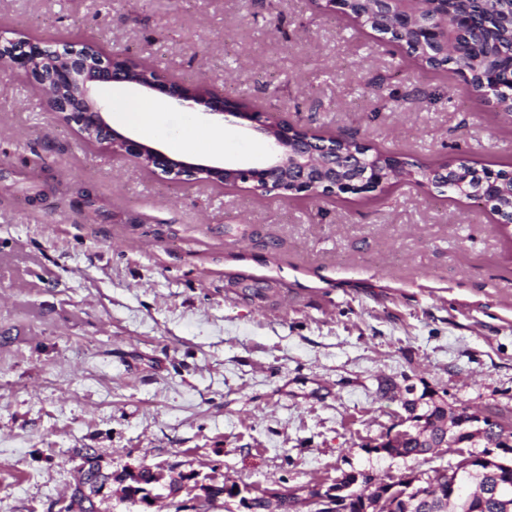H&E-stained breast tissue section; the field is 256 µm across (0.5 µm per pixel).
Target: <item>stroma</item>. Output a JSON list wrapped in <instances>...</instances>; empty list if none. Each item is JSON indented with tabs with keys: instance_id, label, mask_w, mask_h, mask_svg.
I'll return each mask as SVG.
<instances>
[{
	"instance_id": "obj_1",
	"label": "stroma",
	"mask_w": 512,
	"mask_h": 512,
	"mask_svg": "<svg viewBox=\"0 0 512 512\" xmlns=\"http://www.w3.org/2000/svg\"><path fill=\"white\" fill-rule=\"evenodd\" d=\"M0 31L88 42L428 168L512 170V114L311 0H0ZM192 127L228 133L185 160H264L233 118L172 102L150 142ZM411 388L512 432V224L409 180L319 198L172 183L0 77V512H59L83 448L116 474L302 499L352 469L454 460L370 452Z\"/></svg>"
}]
</instances>
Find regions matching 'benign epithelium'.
<instances>
[{"mask_svg": "<svg viewBox=\"0 0 512 512\" xmlns=\"http://www.w3.org/2000/svg\"><path fill=\"white\" fill-rule=\"evenodd\" d=\"M373 7L386 15L396 27L413 19L416 0H371ZM434 17L420 26L421 36L447 54L448 0H435ZM26 38H6L0 33V73H22L34 84L45 88L46 105L59 113L79 132L96 136L99 143L114 156L144 161L150 170L160 171L171 182L206 181L217 177L250 185L262 195L287 196L284 181L293 184L295 195L336 194L337 187L350 193H362L373 187L371 160L364 157L367 148L351 136L337 140L322 139L311 129L283 123L266 112L244 111L239 102L222 93L211 91L193 94L172 86L170 78L159 70L151 77L142 76L134 63L119 57L94 53L87 44L58 46L34 43L35 51L28 54ZM125 83L142 92L158 94L176 102L190 112L204 115L231 116L246 131H255L267 139V154L262 165L236 168L202 162H187L171 157L161 149L123 135L110 127L104 117L105 105L99 98L104 83ZM482 482L484 493L500 499L505 510L507 490L498 474L488 473L477 465L475 455L466 451L448 465V486L451 497L468 499L472 480ZM371 486H386L388 482L366 470L351 471L333 484L314 489L307 504L317 505L323 512L336 505L337 496L348 489L349 481Z\"/></svg>", "mask_w": 512, "mask_h": 512, "instance_id": "benign-epithelium-1", "label": "benign epithelium"}]
</instances>
